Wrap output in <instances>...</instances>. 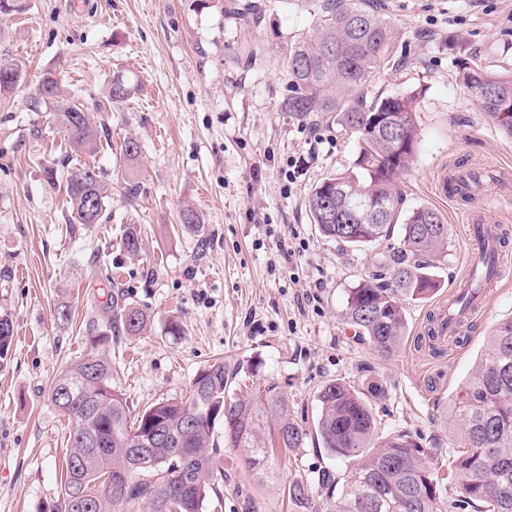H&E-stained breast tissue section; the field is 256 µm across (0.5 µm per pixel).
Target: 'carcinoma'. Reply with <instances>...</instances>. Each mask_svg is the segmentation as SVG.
Here are the masks:
<instances>
[{"instance_id":"obj_1","label":"carcinoma","mask_w":512,"mask_h":512,"mask_svg":"<svg viewBox=\"0 0 512 512\" xmlns=\"http://www.w3.org/2000/svg\"><path fill=\"white\" fill-rule=\"evenodd\" d=\"M232 18L249 25L260 20L254 0H227ZM394 31L388 21L359 6L356 0H323L312 34L288 45V99L284 111L298 117L334 112L359 142L358 171L324 179L308 197V208L320 235L341 248L387 243L375 270L352 288L346 315L359 337L382 356L395 355L406 335L402 300L421 299L439 288L432 263L448 249L449 229L442 215L427 206L406 208L400 178L410 168L413 152L394 160L387 141L370 137L355 126L383 112L403 122V139L416 146L417 98L393 94L366 99L364 88L377 73L392 66ZM19 67L0 59V92L19 82L7 75ZM458 78L468 89L487 88L490 99L482 111L512 138V120L501 118L499 101H512V69L495 72L469 58L457 62ZM131 94L122 78L112 80L107 102L89 107L77 101L57 103V83L47 77L33 111L55 105V121L65 130L72 156L61 167H45L52 185L64 187L66 203L80 224H99L109 194L98 166L87 161L103 149L105 122L94 112L110 111V103ZM388 206L392 213L377 223L366 216L354 224L341 223L345 201ZM399 242H392L395 229ZM124 249L138 254L142 237L135 225L126 227ZM105 328L88 319L93 343L109 334H141L146 313L136 305L110 299ZM14 336L13 321L0 313V360L6 359ZM224 363L198 372L187 396L163 399L140 410L133 408L112 384V360L91 353L74 362L53 382L52 406L69 425V448L61 464L57 497L43 512H205L224 504V455L215 443L216 425L224 426L230 448H243L252 469L273 473L276 464L269 443L300 448L309 431L288 417L281 399L269 396L257 403L230 396ZM380 389H359L343 381L326 384L319 396L320 416L314 426L323 447L354 462V469L337 477L323 470L318 487L327 496L342 485L336 512H445L447 488L432 452L404 433L378 434L372 400ZM448 414L458 426V450L449 466L460 495L455 508L473 512H512V318L500 322L488 336L484 353L470 380L453 396ZM124 472L120 492L110 496L105 486ZM311 487L290 483L291 499L305 505Z\"/></svg>"}]
</instances>
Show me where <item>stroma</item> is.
<instances>
[{
	"instance_id": "stroma-1",
	"label": "stroma",
	"mask_w": 512,
	"mask_h": 512,
	"mask_svg": "<svg viewBox=\"0 0 512 512\" xmlns=\"http://www.w3.org/2000/svg\"><path fill=\"white\" fill-rule=\"evenodd\" d=\"M317 3L264 0L253 26L219 0H27L25 12L0 15V50L25 70L19 87L0 93V311L15 326L0 363V512H42L55 497L69 428L49 389L90 350L85 324L111 294L149 318L142 335L102 347L133 407L185 395L199 370L220 361L231 392L274 388L309 429L302 447L278 450L271 475L249 470L243 449H225L223 512H302L287 495L297 479L313 486V512H332L315 477L350 463L312 429L317 396L336 379L384 388L373 403L380 434H408L445 465L455 456L448 404L495 325L512 318V267L453 341L429 346L431 318L465 273L471 208L440 198L435 184L470 167L489 176L512 168V139L455 66L474 54L489 70L512 68V0H373L396 31L400 64L376 75L366 95L416 94V158L400 184L408 206L438 210L449 227L448 257L433 269L439 287L405 299L407 335L388 358L343 318L379 246L344 250L321 238L307 206L324 178L353 169L356 139L335 114L283 110L285 52L312 28ZM116 76L138 90L104 115L111 146L96 163L109 205L101 223L80 224L43 175L67 136L30 102L46 77L63 98L86 102L105 99ZM127 138L141 145L134 200L116 180ZM188 206L201 232L182 227ZM130 224L144 236L136 258L120 244ZM63 303L74 312L67 323L55 317Z\"/></svg>"
}]
</instances>
